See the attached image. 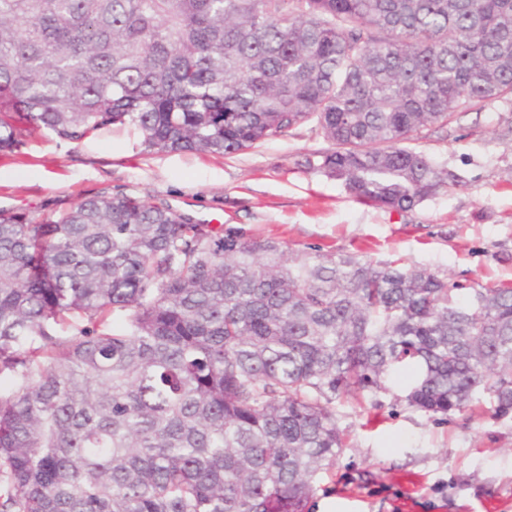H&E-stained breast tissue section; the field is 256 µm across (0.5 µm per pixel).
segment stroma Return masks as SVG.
Instances as JSON below:
<instances>
[{"label":"stroma","instance_id":"stroma-1","mask_svg":"<svg viewBox=\"0 0 512 512\" xmlns=\"http://www.w3.org/2000/svg\"><path fill=\"white\" fill-rule=\"evenodd\" d=\"M413 146L447 170L448 185L399 212L306 166L330 147L308 124L230 156L148 151L127 133L76 144L40 131L0 155V209L47 216L123 193L296 250L512 284V106L486 103ZM336 421L347 446L308 512H512V414L493 416L488 400L446 417L380 393L337 404Z\"/></svg>","mask_w":512,"mask_h":512}]
</instances>
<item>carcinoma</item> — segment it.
<instances>
[{"mask_svg":"<svg viewBox=\"0 0 512 512\" xmlns=\"http://www.w3.org/2000/svg\"><path fill=\"white\" fill-rule=\"evenodd\" d=\"M512 103V0H0V154L132 131L231 155L314 121L318 168L407 211L405 146ZM0 512H306L336 402L512 412V286L302 252L168 205L0 210Z\"/></svg>","mask_w":512,"mask_h":512,"instance_id":"carcinoma-1","label":"carcinoma"}]
</instances>
